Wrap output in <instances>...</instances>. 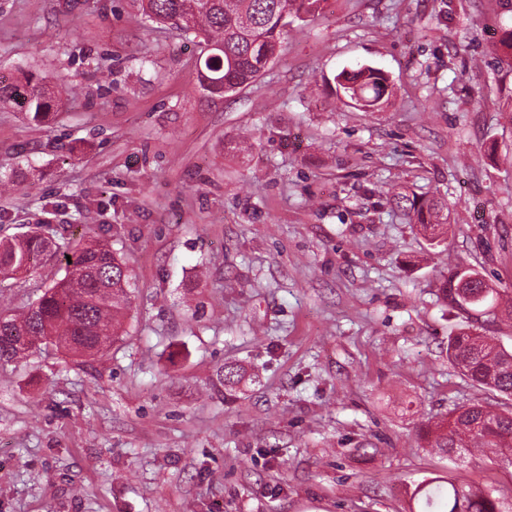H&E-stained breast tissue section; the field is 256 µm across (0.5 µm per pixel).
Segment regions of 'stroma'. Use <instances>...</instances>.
I'll use <instances>...</instances> for the list:
<instances>
[{
	"label": "stroma",
	"instance_id": "obj_1",
	"mask_svg": "<svg viewBox=\"0 0 512 512\" xmlns=\"http://www.w3.org/2000/svg\"><path fill=\"white\" fill-rule=\"evenodd\" d=\"M506 0H323L233 97L138 0H0V82L65 90L32 123L0 105V240L105 238L135 288L104 357L0 362V512H416L438 476L493 490L512 463L449 462L424 422L497 396L464 380L457 266L512 291V74L489 54ZM385 70L365 112L328 86ZM448 202L430 247L391 195ZM66 274L0 280L20 311ZM240 383L219 382L223 366Z\"/></svg>",
	"mask_w": 512,
	"mask_h": 512
}]
</instances>
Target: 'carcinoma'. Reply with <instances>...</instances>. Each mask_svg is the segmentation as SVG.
I'll use <instances>...</instances> for the list:
<instances>
[{
    "label": "carcinoma",
    "instance_id": "1",
    "mask_svg": "<svg viewBox=\"0 0 512 512\" xmlns=\"http://www.w3.org/2000/svg\"><path fill=\"white\" fill-rule=\"evenodd\" d=\"M323 0H142L144 16L151 22L174 23L186 36L199 40L203 54L196 78L212 96H225L253 83L278 57L284 31L294 20L315 16ZM499 62L512 72V29L499 42ZM335 92L369 112L393 94L388 75L367 65L342 69L334 76ZM21 102L28 118L45 120L55 106L42 83L31 77L15 85L0 86V104ZM392 202L409 223L419 226L431 246L448 234V203L439 196L419 197L397 192ZM49 238L33 232L0 242V277L27 273L52 259L56 248ZM71 257L67 275L46 289L21 314L0 311V361L16 360L28 339L52 336L54 346L71 354L104 355V345L123 334L130 303V275L122 260L105 242L66 246ZM475 270L459 266L439 286V297L452 310L491 314L497 309L512 315V294L459 284ZM448 360L473 383L509 400L500 409L472 403L454 409L448 418L419 429V437L451 458L477 448L505 456L512 444V348L493 336H483L468 326L448 339ZM414 497L420 512H502L493 492L463 486L445 477L420 483Z\"/></svg>",
    "mask_w": 512,
    "mask_h": 512
}]
</instances>
